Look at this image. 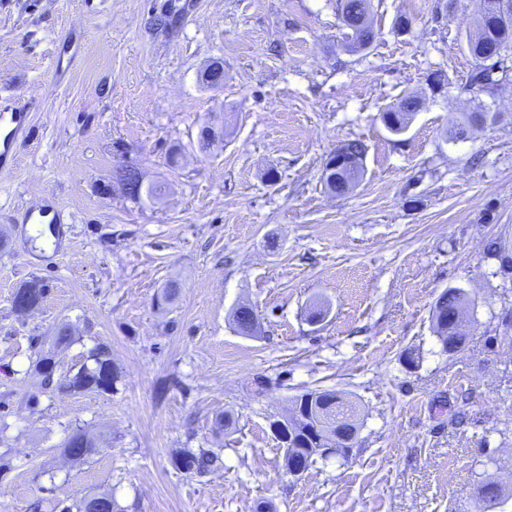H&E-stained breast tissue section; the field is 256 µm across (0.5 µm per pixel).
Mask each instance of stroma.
Instances as JSON below:
<instances>
[{
  "instance_id": "stroma-1",
  "label": "stroma",
  "mask_w": 512,
  "mask_h": 512,
  "mask_svg": "<svg viewBox=\"0 0 512 512\" xmlns=\"http://www.w3.org/2000/svg\"><path fill=\"white\" fill-rule=\"evenodd\" d=\"M478 13L372 0L378 35L356 53L336 0H0V109L37 103L0 175V512L94 493L116 512H472L482 482L512 487V280L485 252L512 247V81L465 91ZM216 59L218 91L199 81ZM411 92L420 109L391 134L380 114ZM480 102L504 121L450 139ZM205 126L221 137L208 149ZM354 137L363 175L336 196L322 167ZM130 164L156 197L115 188ZM36 204L68 218L41 249L20 222ZM34 276L51 291L18 315ZM448 288L476 317L452 356L431 322ZM317 300L329 314L313 326ZM244 302L258 336L233 327ZM61 322L76 340L56 379L103 343L112 393L44 392L31 339ZM316 388L357 402L358 442L294 479L270 424ZM78 423L100 438L85 461L60 451ZM185 448L219 462L188 476Z\"/></svg>"
}]
</instances>
